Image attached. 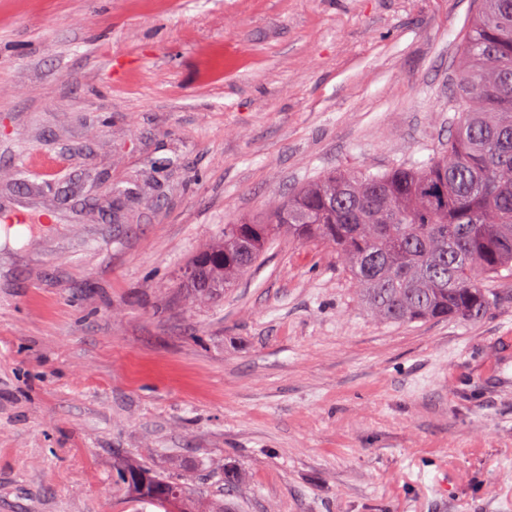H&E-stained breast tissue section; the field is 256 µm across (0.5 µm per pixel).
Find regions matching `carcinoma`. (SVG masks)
Returning a JSON list of instances; mask_svg holds the SVG:
<instances>
[{
  "label": "carcinoma",
  "instance_id": "carcinoma-1",
  "mask_svg": "<svg viewBox=\"0 0 512 512\" xmlns=\"http://www.w3.org/2000/svg\"><path fill=\"white\" fill-rule=\"evenodd\" d=\"M460 112L427 164L380 173L336 169L224 225V236L190 261L224 254L213 288L184 282L203 300L235 285L281 231L336 251L355 294L375 319L398 324L475 321L501 300L488 283L512 276V0H479L461 50ZM126 494L165 512H235L145 463L123 462Z\"/></svg>",
  "mask_w": 512,
  "mask_h": 512
}]
</instances>
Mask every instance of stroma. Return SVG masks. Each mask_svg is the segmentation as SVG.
Here are the masks:
<instances>
[{
	"label": "stroma",
	"instance_id": "stroma-1",
	"mask_svg": "<svg viewBox=\"0 0 512 512\" xmlns=\"http://www.w3.org/2000/svg\"><path fill=\"white\" fill-rule=\"evenodd\" d=\"M477 7L0 0V512H137L121 458L238 512H512V280L385 323L285 233L215 301L181 279L330 170L436 156Z\"/></svg>",
	"mask_w": 512,
	"mask_h": 512
}]
</instances>
